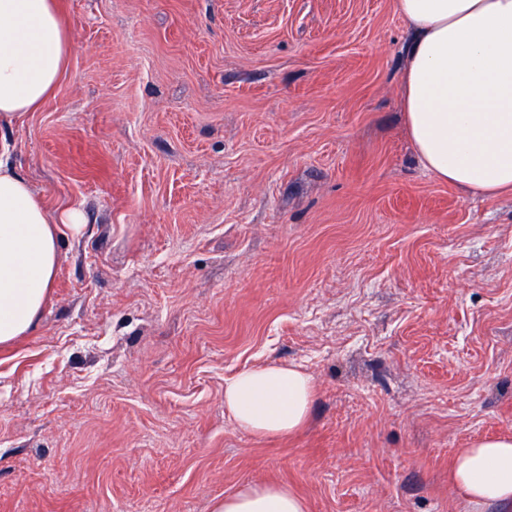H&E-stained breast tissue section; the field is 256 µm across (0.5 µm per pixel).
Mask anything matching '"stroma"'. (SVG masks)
<instances>
[{"mask_svg": "<svg viewBox=\"0 0 512 512\" xmlns=\"http://www.w3.org/2000/svg\"><path fill=\"white\" fill-rule=\"evenodd\" d=\"M68 70L8 129L79 206L33 332L0 345V512H465L458 449L512 433V194L420 163L395 0H61ZM302 365L305 429L224 380ZM314 401L312 376L295 364L247 368L224 380V408L256 436H288L305 425ZM210 512H306L305 501L288 486L262 483L214 498Z\"/></svg>", "mask_w": 512, "mask_h": 512, "instance_id": "35a3bbf8", "label": "stroma"}]
</instances>
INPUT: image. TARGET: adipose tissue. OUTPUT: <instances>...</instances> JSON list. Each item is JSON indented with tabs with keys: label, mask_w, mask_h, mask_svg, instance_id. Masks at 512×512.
<instances>
[{
	"label": "adipose tissue",
	"mask_w": 512,
	"mask_h": 512,
	"mask_svg": "<svg viewBox=\"0 0 512 512\" xmlns=\"http://www.w3.org/2000/svg\"><path fill=\"white\" fill-rule=\"evenodd\" d=\"M412 37L402 78L407 133L422 165L458 188L512 192V0H396ZM59 0H0V130L54 95L71 54ZM0 138V344L31 331L59 262L61 226L80 232L79 207L50 209ZM312 376L266 364L224 381V408L256 436L305 425ZM450 481L470 512L512 501V436L459 449ZM211 512H307L288 486L262 483L213 499Z\"/></svg>",
	"instance_id": "adipose-tissue-1"
}]
</instances>
